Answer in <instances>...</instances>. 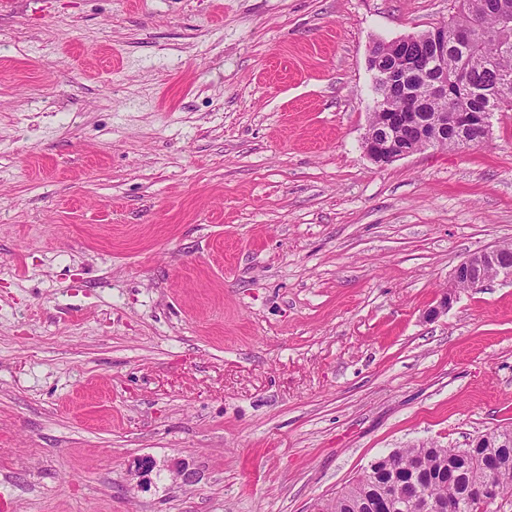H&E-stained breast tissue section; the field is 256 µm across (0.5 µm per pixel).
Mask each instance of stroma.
Returning <instances> with one entry per match:
<instances>
[{"instance_id": "obj_1", "label": "stroma", "mask_w": 512, "mask_h": 512, "mask_svg": "<svg viewBox=\"0 0 512 512\" xmlns=\"http://www.w3.org/2000/svg\"><path fill=\"white\" fill-rule=\"evenodd\" d=\"M457 8L0 0V512H316L512 426V278L452 285L512 244V112L362 148L371 46ZM493 277H512V250L505 245L494 246L474 253L460 262L454 269L453 281L466 288H482Z\"/></svg>"}]
</instances>
